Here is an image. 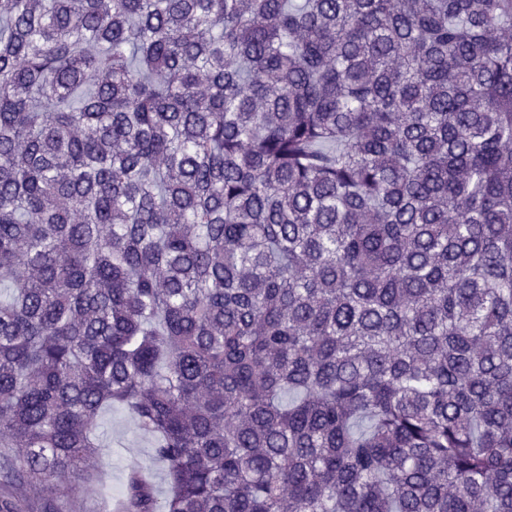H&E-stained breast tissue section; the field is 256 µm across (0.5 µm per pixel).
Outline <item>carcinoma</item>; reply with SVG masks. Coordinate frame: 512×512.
<instances>
[{
    "label": "carcinoma",
    "instance_id": "cac0c4a2",
    "mask_svg": "<svg viewBox=\"0 0 512 512\" xmlns=\"http://www.w3.org/2000/svg\"><path fill=\"white\" fill-rule=\"evenodd\" d=\"M512 0H0V473L127 512H512ZM101 431L100 490L70 502H59V511L113 512V499L123 495L131 467L136 465L149 472L156 496L164 498L168 492L166 470L155 457L152 438L138 431L129 416L118 408L102 413Z\"/></svg>",
    "mask_w": 512,
    "mask_h": 512
}]
</instances>
